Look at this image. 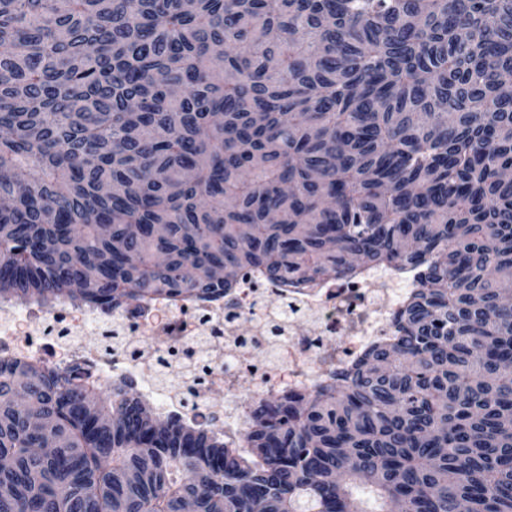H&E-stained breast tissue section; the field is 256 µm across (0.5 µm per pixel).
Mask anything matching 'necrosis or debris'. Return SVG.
<instances>
[{"instance_id":"4bbe7bcc","label":"necrosis or debris","mask_w":512,"mask_h":512,"mask_svg":"<svg viewBox=\"0 0 512 512\" xmlns=\"http://www.w3.org/2000/svg\"><path fill=\"white\" fill-rule=\"evenodd\" d=\"M415 270L370 267L349 281L328 279L297 290L244 269L230 297L135 303L109 315L61 304L47 310L0 302V358L57 364L82 358L98 378L132 379L159 408L207 415L206 397L224 390V431L243 427L248 400L289 388L313 390L370 344L393 334V315L411 294ZM307 319V333L294 332ZM112 339L91 352L77 331ZM180 374L176 389L168 373Z\"/></svg>"}]
</instances>
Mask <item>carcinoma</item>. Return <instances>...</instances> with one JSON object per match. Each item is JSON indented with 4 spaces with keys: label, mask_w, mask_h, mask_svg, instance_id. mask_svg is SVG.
I'll return each instance as SVG.
<instances>
[{
    "label": "carcinoma",
    "mask_w": 512,
    "mask_h": 512,
    "mask_svg": "<svg viewBox=\"0 0 512 512\" xmlns=\"http://www.w3.org/2000/svg\"><path fill=\"white\" fill-rule=\"evenodd\" d=\"M1 128L0 301L425 272L242 447L0 358V512H512V0H0Z\"/></svg>",
    "instance_id": "carcinoma-1"
}]
</instances>
